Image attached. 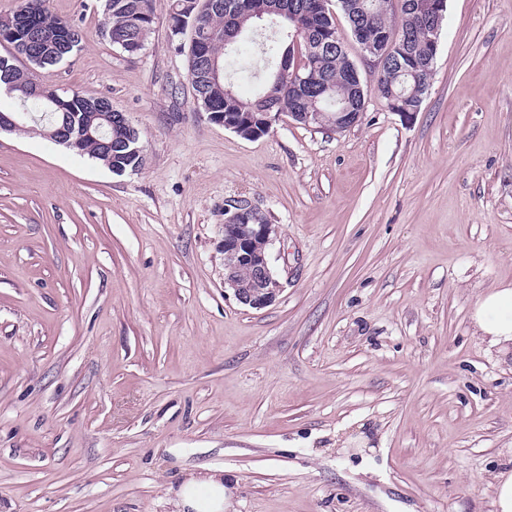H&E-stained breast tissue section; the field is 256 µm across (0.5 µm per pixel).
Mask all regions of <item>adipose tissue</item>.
Masks as SVG:
<instances>
[{
    "label": "adipose tissue",
    "mask_w": 512,
    "mask_h": 512,
    "mask_svg": "<svg viewBox=\"0 0 512 512\" xmlns=\"http://www.w3.org/2000/svg\"><path fill=\"white\" fill-rule=\"evenodd\" d=\"M481 338L502 354L512 353V282L483 294L471 313ZM178 512H230L232 492L220 468L186 476L174 492Z\"/></svg>",
    "instance_id": "obj_1"
}]
</instances>
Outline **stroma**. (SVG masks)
I'll use <instances>...</instances> for the list:
<instances>
[{"instance_id":"obj_1","label":"stroma","mask_w":512,"mask_h":512,"mask_svg":"<svg viewBox=\"0 0 512 512\" xmlns=\"http://www.w3.org/2000/svg\"><path fill=\"white\" fill-rule=\"evenodd\" d=\"M46 5L82 43L41 78L125 113L145 164L0 133V512H176L202 466L236 512H493L512 360L471 311L512 281V0H447L409 116L335 13L360 121L255 140L195 111L171 0L133 55L103 0ZM237 200L279 227L260 310L224 292Z\"/></svg>"}]
</instances>
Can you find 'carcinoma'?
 <instances>
[{
  "instance_id": "carcinoma-1",
  "label": "carcinoma",
  "mask_w": 512,
  "mask_h": 512,
  "mask_svg": "<svg viewBox=\"0 0 512 512\" xmlns=\"http://www.w3.org/2000/svg\"><path fill=\"white\" fill-rule=\"evenodd\" d=\"M224 10L217 11L203 6L199 11L196 27L190 30V36L203 37L211 32L224 34L210 45V52L219 58L223 68L237 63L242 54L241 43L250 35L264 32L262 53L266 64L264 86L261 92L251 99H242L231 91L228 80L221 85H206L197 91L199 97L195 109L201 112H222L244 128L261 129L265 112H325L336 114V99L328 97L326 85L338 83V90L343 96H352L351 89L342 83L345 74L351 72L350 58L346 49L327 44L319 46L322 40L320 26L335 24L334 17L325 14L320 0H292V15L287 16L275 11L272 0H251L253 15L243 19L241 29L237 32L226 26L225 18L234 0H223ZM362 11L363 25L360 38L383 46L380 38L402 40L396 34L391 19L392 8H378L376 0H356ZM19 10L24 11L37 26L51 29H72L75 38L71 51L75 52L82 42L79 28L53 15L45 6V0H21ZM155 20V0H105L101 20L102 31H112L125 42L146 45ZM402 51L392 50L384 67V84L376 86L378 92L386 91V84L394 83L397 91L403 93L405 104L409 109L420 111L422 100L410 93L411 86L418 90L427 89L430 71L418 70L412 77L396 80L397 59ZM289 64V69H297L307 79L306 88L298 90L288 76H278L281 65ZM16 111L25 112L28 117L20 122V133H34L40 136L53 129V126L66 122L75 130L87 128L93 124L97 131L83 143V154L105 165L124 172H133L141 167L139 156L130 153L129 142L139 139L134 128L114 127L99 123L94 118L95 110L80 92L74 90L68 104L56 109L48 100L15 98Z\"/></svg>"
}]
</instances>
